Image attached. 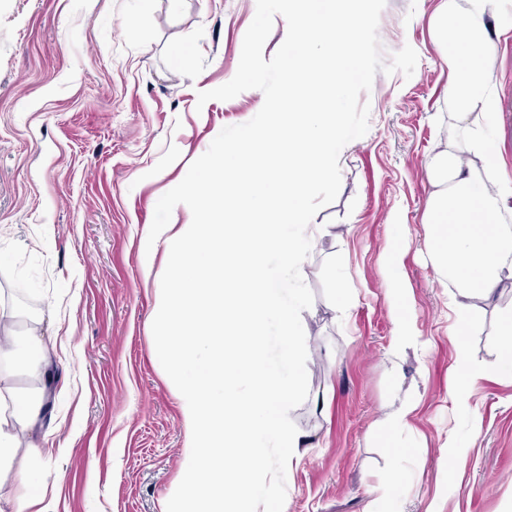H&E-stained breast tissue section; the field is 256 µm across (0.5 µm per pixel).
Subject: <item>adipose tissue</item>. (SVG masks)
Instances as JSON below:
<instances>
[{"label":"adipose tissue","instance_id":"ef3b65f1","mask_svg":"<svg viewBox=\"0 0 512 512\" xmlns=\"http://www.w3.org/2000/svg\"><path fill=\"white\" fill-rule=\"evenodd\" d=\"M504 0H443L437 31L445 47L441 61L448 71V92L455 103L454 121L440 149L431 157L426 177L430 230L426 246L442 280L463 297L490 300L499 288L512 286V172L492 151L490 124L498 98L487 60L495 49L493 16ZM481 159L467 166L462 153ZM12 409L0 411V473L8 470L21 438H29L24 480L31 489L44 486L43 453L33 444L41 429L43 404L12 396Z\"/></svg>","mask_w":512,"mask_h":512}]
</instances>
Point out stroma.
Listing matches in <instances>:
<instances>
[{"instance_id": "1", "label": "stroma", "mask_w": 512, "mask_h": 512, "mask_svg": "<svg viewBox=\"0 0 512 512\" xmlns=\"http://www.w3.org/2000/svg\"><path fill=\"white\" fill-rule=\"evenodd\" d=\"M441 3L386 0L383 54L411 45L416 70L377 73L361 93L369 129L342 149L339 195L314 218L338 235L301 268L314 293L302 313L309 395L290 417L309 447L283 512H512V373L497 338L512 288L469 300L468 334L455 336L461 297L425 244V170L452 121L432 27ZM255 12L256 0H0V346L35 318L55 342L43 377L21 350L0 392L60 390L37 437L49 479L33 512H165L185 428L154 355L168 257L157 247L144 276L143 234L188 161L260 110L255 89L197 103L235 75ZM396 250L405 288L392 297ZM397 309L415 341L395 359ZM463 352L486 374L459 403ZM404 396L416 408L396 434L388 417ZM452 451L465 458L455 471Z\"/></svg>"}]
</instances>
